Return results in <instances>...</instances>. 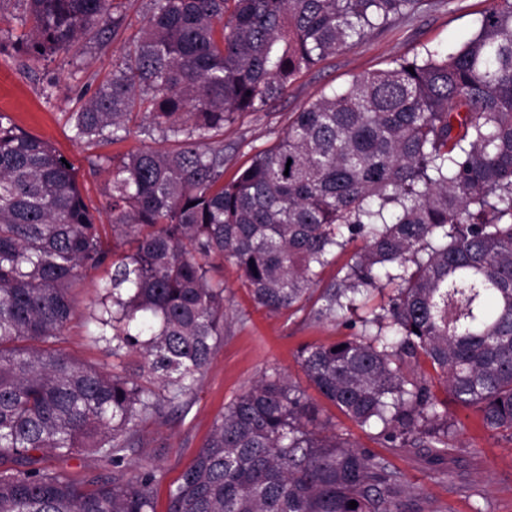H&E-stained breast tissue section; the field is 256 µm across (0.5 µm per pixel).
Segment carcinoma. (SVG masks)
<instances>
[{"instance_id":"cac0c4a2","label":"carcinoma","mask_w":512,"mask_h":512,"mask_svg":"<svg viewBox=\"0 0 512 512\" xmlns=\"http://www.w3.org/2000/svg\"><path fill=\"white\" fill-rule=\"evenodd\" d=\"M20 3L28 29L16 41L35 64L127 29L114 0ZM421 5L150 0L126 56L69 116L74 139L99 146L124 140L144 108L174 144L94 161L111 175L112 229L128 239L119 256L73 168L0 113V512H154L156 473L126 481L122 463L139 422L193 393L210 364L230 315L226 261L258 307L318 321L394 285L360 332L299 353L308 383L391 447L447 456L450 400L512 436V0H487L455 47L322 95L224 181L225 123ZM357 240L342 276L316 293ZM105 265L91 338L115 357L138 354L164 396L61 348L74 288ZM315 421L300 386L256 381L215 420L168 512H407L383 459ZM76 454L115 473L84 490L46 464Z\"/></svg>"}]
</instances>
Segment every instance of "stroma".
I'll return each instance as SVG.
<instances>
[{
    "label": "stroma",
    "mask_w": 512,
    "mask_h": 512,
    "mask_svg": "<svg viewBox=\"0 0 512 512\" xmlns=\"http://www.w3.org/2000/svg\"><path fill=\"white\" fill-rule=\"evenodd\" d=\"M485 0H425L418 15L394 20L346 51L302 74L286 93L259 112L237 114L224 125V177L232 179L251 156L282 137L298 112L355 77L388 67L395 59H414L425 50L444 51L460 44L477 27ZM22 11L15 0H0V112L8 113L25 131L49 141L73 165L77 184L109 232L106 211L108 174L93 168L98 155L119 156L145 145L162 147L160 135L148 134L149 122L134 117L124 141L88 147L73 138L68 123L96 87L111 73L112 64L127 50L124 38L91 43L82 54H58L32 64L15 45L23 30ZM110 246L123 253L120 237ZM108 268L86 271L73 292L75 315L62 344L70 356L108 371H138L140 359L130 353L114 357L105 343L90 341L87 313L100 299ZM225 295L232 315L224 337L195 391L176 407L144 420L138 426L140 443L128 452L123 473L133 479L144 469L157 472L154 512H167L169 490L205 444L225 405L264 376L282 374L305 384L298 352L301 347L329 344L350 334L342 324L314 320L308 313L288 310L271 315L256 308L232 264L224 266ZM306 394L337 434L353 445L384 457L409 486L422 512H512V439L484 427L475 409L449 404L455 425L449 440L453 455L434 459L425 449L393 448L375 433L361 428L325 400L314 388Z\"/></svg>",
    "instance_id": "35a3bbf8"
}]
</instances>
